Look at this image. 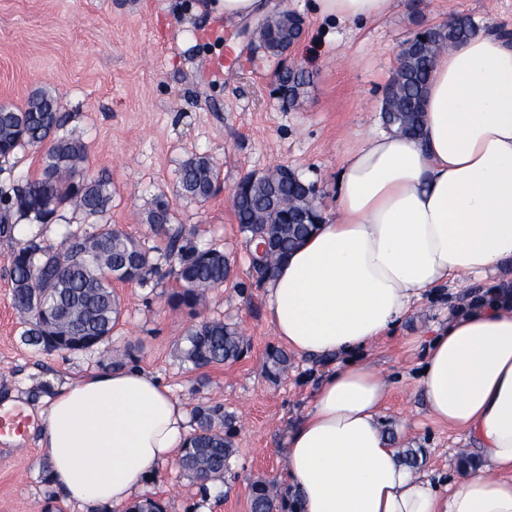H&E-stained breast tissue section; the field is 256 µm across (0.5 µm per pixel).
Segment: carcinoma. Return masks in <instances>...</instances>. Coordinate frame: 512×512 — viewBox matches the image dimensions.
Segmentation results:
<instances>
[{
    "label": "carcinoma",
    "instance_id": "1",
    "mask_svg": "<svg viewBox=\"0 0 512 512\" xmlns=\"http://www.w3.org/2000/svg\"><path fill=\"white\" fill-rule=\"evenodd\" d=\"M302 26V17L294 12L268 17L258 25V46L274 56L293 41ZM476 31L474 22L460 15L406 40L398 54L393 90L382 103L383 120L389 128L411 136L421 133L423 100L437 56ZM284 83L288 104L298 106L310 77L287 74ZM66 121L58 98L47 89L32 93L21 109L0 105V161L9 160L19 148L30 147L41 151L42 168L40 177L0 196L4 210L0 227L7 228L15 216L38 224H55L63 219L60 211L66 206L87 220L110 208L109 178L78 174L79 164L85 160L84 145L58 135ZM219 180L220 169L215 162L207 155H196L181 167L179 192L205 201ZM239 185L240 192L233 198L234 213L246 233V242L265 245L254 255L265 281L288 253L317 229L324 216L313 203L311 185L286 166L264 174H248ZM145 221L165 225L166 257L173 263L178 283L168 302L197 315L206 292L222 286L229 276L224 253L197 246L182 226L171 224L170 204L163 194L151 200ZM157 273L158 262L150 251L110 226L90 233H72L59 249L30 241L14 252L11 272L14 308L29 324L23 333L25 341L42 348L52 337L69 342L112 335L119 319L112 280L143 286ZM33 291L47 293L50 321L43 326L28 307L27 297ZM244 347V339L235 329L220 321L205 320L188 330L182 353L185 361L200 369L235 361ZM288 362L286 352L271 351L265 362L267 374L279 377L288 369ZM194 420L197 430L181 449L179 464L203 484L222 482L233 454L224 430L214 426L215 421L226 420L224 409L197 408ZM277 499L274 484L257 483L251 488V512H278Z\"/></svg>",
    "mask_w": 512,
    "mask_h": 512
}]
</instances>
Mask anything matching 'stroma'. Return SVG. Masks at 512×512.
Returning a JSON list of instances; mask_svg holds the SVG:
<instances>
[{"mask_svg":"<svg viewBox=\"0 0 512 512\" xmlns=\"http://www.w3.org/2000/svg\"><path fill=\"white\" fill-rule=\"evenodd\" d=\"M279 2L304 20L292 57L309 69L311 82L294 109L273 96V69L251 60L239 38L241 24L212 15L207 0H0V104L23 107L41 88L57 96L68 116L63 134L86 147L81 174L111 178L112 208L102 223L135 238L161 269L145 286L115 283L120 315L104 347L49 354L23 340L24 320L11 299L12 255L31 240L61 247L68 234L83 231V219L67 207L59 223L20 219L0 234V413L9 408L28 419L23 443L0 436V512H79L61 500L39 454V413L56 387L123 356L158 376L186 409L220 406L232 420L234 452L223 481L201 485L174 460L148 477L140 496L161 502L165 512H250L251 486L264 481L275 482L284 501L293 502L288 434L324 375L352 361L385 377L390 397L380 423L397 451L417 452L416 473L441 491L466 476L460 460L475 455L476 444L464 431L434 421L419 378L436 327L496 288L497 278L448 283L424 294L370 348L334 357L294 355L274 380L264 362L280 342L231 191L245 175L283 164L315 185L316 205L330 214L355 133L384 128L383 90L403 42L458 15L512 34V0H394L386 17L353 25L318 19L311 0ZM198 154L221 169L220 192L203 202L177 191L181 166ZM161 193L174 223L231 263L223 287L207 292L201 316L244 337L246 349L236 361L196 370L180 355L193 319L169 304L176 283L163 258L166 242L143 219L148 201Z\"/></svg>","mask_w":512,"mask_h":512,"instance_id":"35a3bbf8","label":"stroma"}]
</instances>
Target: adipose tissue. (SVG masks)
<instances>
[{"label": "adipose tissue", "instance_id": "obj_1", "mask_svg": "<svg viewBox=\"0 0 512 512\" xmlns=\"http://www.w3.org/2000/svg\"><path fill=\"white\" fill-rule=\"evenodd\" d=\"M393 0H312L322 20L387 15ZM420 138L355 135L333 214L267 285L274 332L298 355L375 344L451 279L512 281V37L477 32L435 60ZM420 387L431 416L482 462L448 496L402 464L382 432L384 378L331 371L288 436L301 512H512V296L496 290L437 329ZM38 446L65 501L118 507L190 436L186 410L137 366L82 377L45 400Z\"/></svg>", "mask_w": 512, "mask_h": 512}]
</instances>
